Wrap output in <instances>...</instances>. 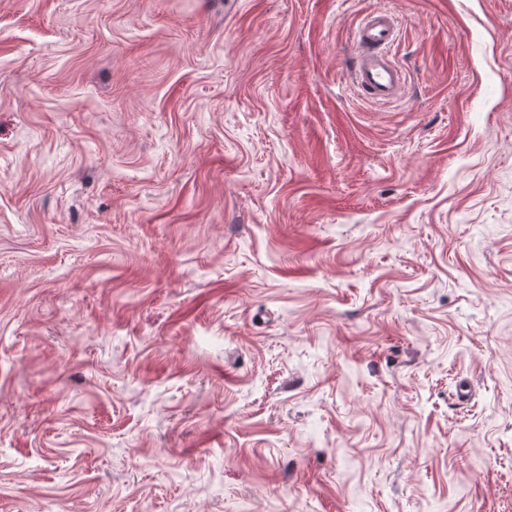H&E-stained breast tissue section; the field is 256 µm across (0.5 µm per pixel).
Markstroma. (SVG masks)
Masks as SVG:
<instances>
[{
    "label": "stroma",
    "mask_w": 512,
    "mask_h": 512,
    "mask_svg": "<svg viewBox=\"0 0 512 512\" xmlns=\"http://www.w3.org/2000/svg\"><path fill=\"white\" fill-rule=\"evenodd\" d=\"M0 512H512V0H0ZM395 20L386 13L366 16L357 34L353 80L369 99L385 103L394 99L402 84V72L390 57L397 43Z\"/></svg>",
    "instance_id": "stroma-1"
}]
</instances>
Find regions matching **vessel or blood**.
Masks as SVG:
<instances>
[{"label": "vessel or blood", "mask_w": 512, "mask_h": 512, "mask_svg": "<svg viewBox=\"0 0 512 512\" xmlns=\"http://www.w3.org/2000/svg\"><path fill=\"white\" fill-rule=\"evenodd\" d=\"M397 38L394 19L381 12L367 15L357 34L353 80L363 95L379 103L394 99L402 84V72L390 57Z\"/></svg>", "instance_id": "obj_1"}]
</instances>
